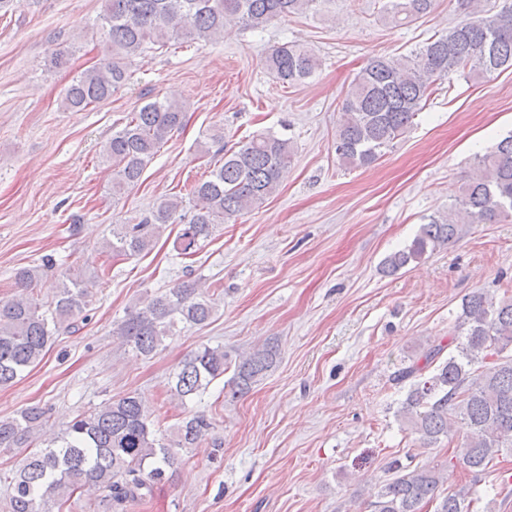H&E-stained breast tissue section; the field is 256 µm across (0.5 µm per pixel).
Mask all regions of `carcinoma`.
I'll use <instances>...</instances> for the list:
<instances>
[{
  "label": "carcinoma",
  "instance_id": "cac0c4a2",
  "mask_svg": "<svg viewBox=\"0 0 512 512\" xmlns=\"http://www.w3.org/2000/svg\"><path fill=\"white\" fill-rule=\"evenodd\" d=\"M321 0H105L99 29L107 53L101 61L73 77L62 93V106L82 112L99 104L131 80L130 59L146 48L164 49L183 39L211 42L230 24L264 30L274 22L314 9ZM434 0H384L383 17L414 21L433 8ZM494 13L478 10L475 0H458L466 18L429 38L406 55L374 56L348 85L334 140L338 158L351 167L377 162L390 145L413 125L439 81L458 72L476 80L512 69V0ZM269 72L284 85L312 77L318 56L296 44L274 46ZM187 108L179 100L155 99L125 117L103 145L111 163L112 195L136 185L147 164L184 124ZM294 155L293 141L283 134L258 131L237 150L224 151L207 179L195 184L187 200L165 196L135 224H114L102 253L111 259L150 251L171 224L183 225L178 241L182 254L195 253L210 237L250 208L263 205L279 187ZM478 223L512 218V135L494 150L476 157L462 179L448 213L421 225L411 243L387 256L383 271L395 275L451 244L457 234L453 209ZM54 259L16 271L18 294L0 302V388L11 386L38 364L56 336L87 319L94 282L61 275L52 300L35 296V286ZM217 302L196 282L148 295L130 306L115 333L136 354L148 357L165 346L179 324L204 326ZM454 348L430 345L424 364L413 360L394 376L409 383L397 411L402 425L424 448L446 439L460 441L461 451L448 458L468 481L442 494L443 466L396 463L393 477L374 492L373 512H478L476 486L503 454H512V295L496 298L475 291L463 299ZM278 352L269 344L231 363L224 347L203 345L185 358L169 380V390L182 404L202 403L210 385L233 370L226 382L233 397L249 393L275 367ZM48 411L27 408L0 419V448L39 445L12 477L9 512H62L76 494L104 493L108 512H122L153 487L171 478L180 452L194 448L211 427L205 412L196 411L172 431L161 432L144 401L128 395L75 416L50 441L38 435L48 424Z\"/></svg>",
  "mask_w": 512,
  "mask_h": 512
}]
</instances>
